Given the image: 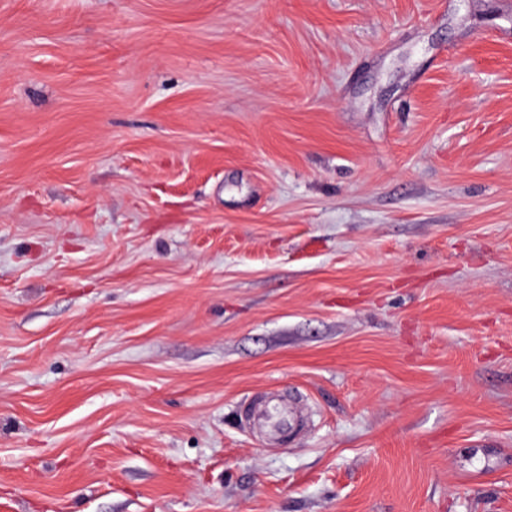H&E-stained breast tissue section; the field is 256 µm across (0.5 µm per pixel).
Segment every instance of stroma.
<instances>
[{
  "instance_id": "35a3bbf8",
  "label": "stroma",
  "mask_w": 512,
  "mask_h": 512,
  "mask_svg": "<svg viewBox=\"0 0 512 512\" xmlns=\"http://www.w3.org/2000/svg\"><path fill=\"white\" fill-rule=\"evenodd\" d=\"M0 512H512V0H0Z\"/></svg>"
}]
</instances>
